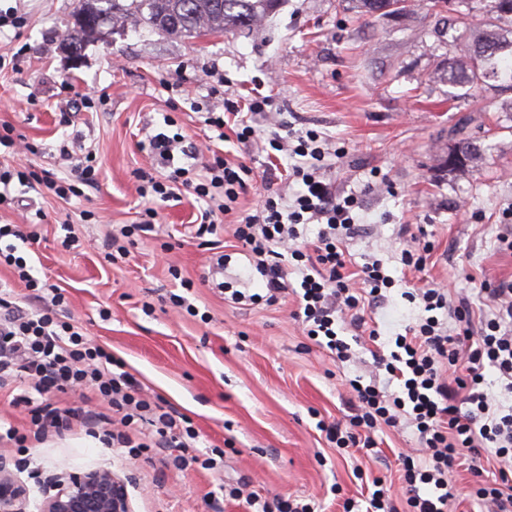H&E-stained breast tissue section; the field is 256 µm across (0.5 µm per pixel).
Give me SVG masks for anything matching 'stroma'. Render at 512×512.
Returning a JSON list of instances; mask_svg holds the SVG:
<instances>
[{"instance_id": "35a3bbf8", "label": "stroma", "mask_w": 512, "mask_h": 512, "mask_svg": "<svg viewBox=\"0 0 512 512\" xmlns=\"http://www.w3.org/2000/svg\"><path fill=\"white\" fill-rule=\"evenodd\" d=\"M73 3L0 0L1 12L14 8L26 19L23 27L0 29V56L8 61L0 70V124L31 145L1 154L0 162L63 177L59 146L72 140L95 149L99 184L89 200L67 202L12 184L0 224L19 223L26 208L47 213L37 243L22 250L33 275L62 289L86 336L112 352L145 397L191 419L199 452L223 449L224 467L216 474L196 465L180 470L164 449L132 460L76 423L31 442L34 465L18 473L31 504L41 501L47 475L64 465L134 472L133 512H246L229 495L239 486L268 500L342 512L343 499L363 501L376 478L400 497L398 454L416 447L414 427L377 432L375 458L337 448L317 427L350 415L349 380L397 390L374 364L367 337L339 326L353 355L336 362L303 335L293 301H225L202 280L211 251L190 234L205 206L195 197L163 207L154 231L137 236L125 260L109 263L103 245L143 208L136 173L150 167L146 130L204 144L211 131L190 104L209 101L212 74L236 83L256 77L296 131H318L348 150L330 177L337 193L362 199L350 254L360 264L380 260L394 280L369 312L385 350L426 316L404 296L411 285L431 282L481 306V286L512 280V249L503 242L512 238V90L493 81L456 90L436 72L459 34L454 19L482 14L486 0H453L442 11L416 0L405 14L374 17L359 14L353 0H282L249 32L192 39L128 22L89 39L75 63L59 49ZM80 93L94 98L92 108L73 109ZM459 127L476 143L477 161L451 172L443 161ZM89 210L94 218H86ZM64 222L76 238L69 250L60 244ZM415 238L432 248L416 273L400 261ZM218 239L229 256L227 288L257 292L261 282L239 254L231 225ZM173 267L178 276L170 275ZM184 278L193 281L191 291L182 290ZM181 292L198 316L168 302Z\"/></svg>"}]
</instances>
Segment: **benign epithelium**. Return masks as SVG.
<instances>
[{
  "instance_id": "1",
  "label": "benign epithelium",
  "mask_w": 512,
  "mask_h": 512,
  "mask_svg": "<svg viewBox=\"0 0 512 512\" xmlns=\"http://www.w3.org/2000/svg\"><path fill=\"white\" fill-rule=\"evenodd\" d=\"M123 476L110 468L62 469L51 474L39 512H132ZM28 492L18 480L12 460L0 455V512H28Z\"/></svg>"
}]
</instances>
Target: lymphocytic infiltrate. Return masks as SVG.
Instances as JSON below:
<instances>
[{
  "label": "lymphocytic infiltrate",
  "instance_id": "1",
  "mask_svg": "<svg viewBox=\"0 0 512 512\" xmlns=\"http://www.w3.org/2000/svg\"><path fill=\"white\" fill-rule=\"evenodd\" d=\"M273 106L270 97L256 93L242 101L224 99L222 110L210 107L204 116L205 125L217 131L219 140L232 135L245 144L261 138L270 150L290 158L285 173L273 167L267 170L263 195L254 211L240 208V197L253 179L250 166L211 146L186 144L181 134L160 132L149 140L156 173L136 174L137 191L147 203L138 222L120 227L108 246L118 256H126L130 238L150 231L158 220V202L180 200L185 192L193 194L207 203L198 217L196 237L218 234L224 223H232L241 255L264 284L261 292L253 294L232 290L229 302L271 306L295 295L298 308L293 317L301 323L304 335L345 362L351 347L339 338L337 324L346 323L353 331L377 340L379 330L368 326L365 307L390 288L393 279L380 261L352 264L345 241L358 231L355 211L361 199L354 193L337 194L329 176L333 159L342 158L344 148L325 152L319 145L320 134L312 130L288 141L292 131L288 115L274 111ZM268 114L274 122L263 134L254 119ZM179 153L192 156L189 167L175 166ZM59 154L74 160L65 178L29 167H0V200L15 181L64 201L84 197L86 190L97 186L92 153L76 155L64 144ZM287 181L298 184L295 196L285 192ZM302 224L319 227L315 241L307 245L298 242ZM34 238L30 225L0 224V240L7 242L0 250V263L13 267L24 284L20 293L0 284V388H20L14 402L28 407L31 424L27 430L9 425L0 436L15 444L22 454L21 465L27 466L31 463L26 455L29 439L65 431L79 418L90 436L106 446L126 449L131 459L170 448L176 452V466H183L188 448L198 438L192 422L138 396L134 377L115 372L111 352L93 343L73 320L63 319L61 289L32 276L26 259L17 254L18 243L27 244ZM292 270L301 277L295 292L288 281ZM484 294L489 311L476 333L468 299H451L447 289L435 286L410 291L409 299L420 301L426 318L396 336L394 352L372 353L375 363L398 381V390L387 393L350 380L353 415L325 428L328 440L337 447L370 451L377 446L378 430L411 424L422 452L400 456L399 479L409 512H448L462 466L479 477L474 494L486 512H512V404L493 399L486 382L487 373H494L504 393L512 395V281L500 282ZM440 310L452 320V327H444L437 318ZM74 390L96 394L107 402L111 416L34 402L38 395ZM143 422L151 427L148 439L134 441L131 434ZM491 463L496 475L487 481L483 474ZM424 485L429 486V493H421Z\"/></svg>",
  "mask_w": 512,
  "mask_h": 512
}]
</instances>
